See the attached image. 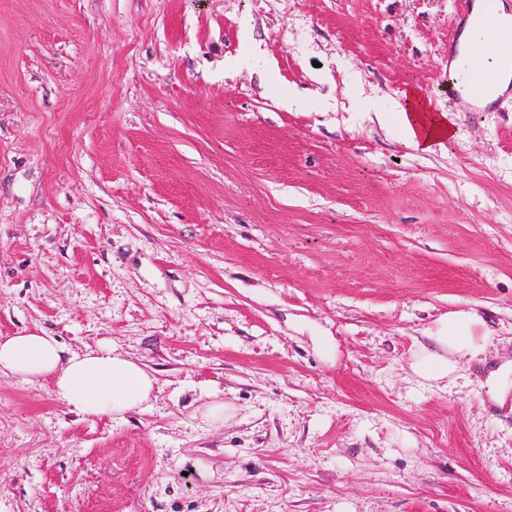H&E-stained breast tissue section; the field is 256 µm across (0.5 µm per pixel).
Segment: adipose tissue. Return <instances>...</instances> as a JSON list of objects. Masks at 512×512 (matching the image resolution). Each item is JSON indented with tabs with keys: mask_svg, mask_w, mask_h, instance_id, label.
<instances>
[{
	"mask_svg": "<svg viewBox=\"0 0 512 512\" xmlns=\"http://www.w3.org/2000/svg\"><path fill=\"white\" fill-rule=\"evenodd\" d=\"M345 95L377 122H397L414 149L430 150L440 140L443 118L417 111L415 96L369 100L359 84L350 86ZM474 322V315L467 312L441 317L427 343L413 351L412 374L429 386L454 379L459 357H476L485 351L482 338L470 333ZM0 371L51 381L57 397L81 414L124 413L145 402L154 384L141 365L112 347L69 356L55 337L35 331L0 338Z\"/></svg>",
	"mask_w": 512,
	"mask_h": 512,
	"instance_id": "ef3b65f1",
	"label": "adipose tissue"
}]
</instances>
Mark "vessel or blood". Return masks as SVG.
Here are the masks:
<instances>
[{
    "label": "vessel or blood",
    "mask_w": 512,
    "mask_h": 512,
    "mask_svg": "<svg viewBox=\"0 0 512 512\" xmlns=\"http://www.w3.org/2000/svg\"><path fill=\"white\" fill-rule=\"evenodd\" d=\"M499 0H460L456 31L465 30L479 23L482 16L496 12ZM512 39V25L497 29L476 53L478 65L467 79H460L456 70L448 72V97L464 112H488L503 97H512V79L501 82L499 73L486 67V60L495 58L497 46L503 40Z\"/></svg>",
    "instance_id": "1"
}]
</instances>
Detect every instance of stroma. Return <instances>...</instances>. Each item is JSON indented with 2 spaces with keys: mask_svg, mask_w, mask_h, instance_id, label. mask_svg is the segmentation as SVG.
I'll use <instances>...</instances> for the list:
<instances>
[{
  "mask_svg": "<svg viewBox=\"0 0 512 512\" xmlns=\"http://www.w3.org/2000/svg\"><path fill=\"white\" fill-rule=\"evenodd\" d=\"M458 8L0 0V336L155 379L112 417L1 372L0 512H512L486 386L512 360V99L449 101ZM251 43L275 81L225 70ZM353 81L453 137L413 150ZM453 311L485 352L424 387L411 355Z\"/></svg>",
  "mask_w": 512,
  "mask_h": 512,
  "instance_id": "stroma-1",
  "label": "stroma"
}]
</instances>
